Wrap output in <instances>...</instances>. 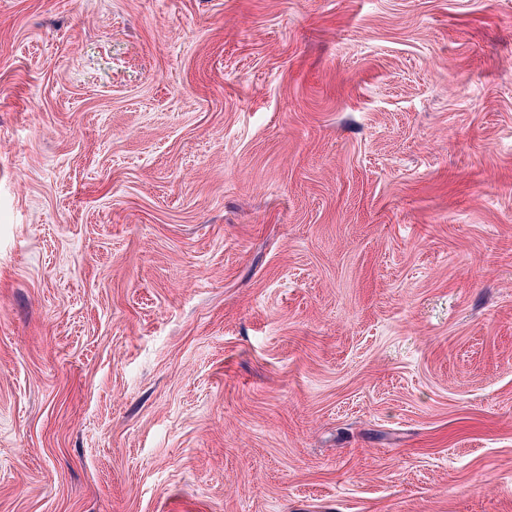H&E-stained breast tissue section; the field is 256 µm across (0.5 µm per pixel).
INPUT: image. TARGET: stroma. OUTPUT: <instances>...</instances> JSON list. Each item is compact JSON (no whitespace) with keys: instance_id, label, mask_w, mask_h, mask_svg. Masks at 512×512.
<instances>
[{"instance_id":"stroma-1","label":"stroma","mask_w":512,"mask_h":512,"mask_svg":"<svg viewBox=\"0 0 512 512\" xmlns=\"http://www.w3.org/2000/svg\"><path fill=\"white\" fill-rule=\"evenodd\" d=\"M0 512H512V0H0Z\"/></svg>"}]
</instances>
